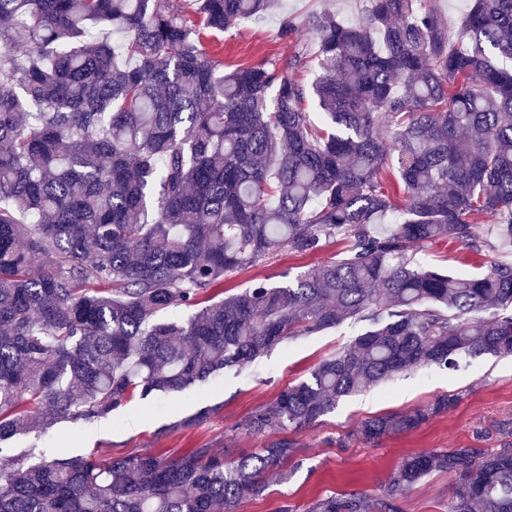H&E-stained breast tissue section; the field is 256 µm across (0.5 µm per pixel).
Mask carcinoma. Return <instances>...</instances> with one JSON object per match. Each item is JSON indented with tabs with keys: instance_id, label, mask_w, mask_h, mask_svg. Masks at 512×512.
Wrapping results in <instances>:
<instances>
[{
	"instance_id": "carcinoma-1",
	"label": "carcinoma",
	"mask_w": 512,
	"mask_h": 512,
	"mask_svg": "<svg viewBox=\"0 0 512 512\" xmlns=\"http://www.w3.org/2000/svg\"><path fill=\"white\" fill-rule=\"evenodd\" d=\"M189 2L196 27L168 0H0V512H238L297 457L292 441L233 463L192 448L173 461L42 452L27 466L8 445L348 319L370 328L243 430L310 428L415 367L512 354V70L496 64L512 60V0H472L453 47L425 0H366L352 22L309 15L329 126L311 122L288 75L301 55L226 74L203 42L275 0ZM100 26L122 34L131 65ZM448 239L496 259L478 276L415 261ZM329 242L341 257L204 303L280 248ZM451 403L376 417L358 437ZM434 471L456 479L448 512H512L511 444L407 456L385 496H323L309 512H398Z\"/></svg>"
}]
</instances>
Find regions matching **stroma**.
I'll list each match as a JSON object with an SVG mask.
<instances>
[{
  "label": "stroma",
  "instance_id": "stroma-1",
  "mask_svg": "<svg viewBox=\"0 0 512 512\" xmlns=\"http://www.w3.org/2000/svg\"><path fill=\"white\" fill-rule=\"evenodd\" d=\"M363 8V0H277L265 14L210 36L206 47L228 70L285 59L297 52L310 55L318 41L302 28L308 15L328 11L350 21L359 18ZM287 20L299 24V32L283 35L282 24ZM341 250L336 243L314 254L281 249L265 265L227 274L208 297L220 300L248 288L257 278L280 284L286 275L337 258ZM416 259L426 266H445L468 275L483 273L491 262L490 256L472 255L454 242L418 252ZM365 328V323L348 320L311 336L286 340L248 367L222 375L207 390H191L160 401L136 398L112 417L90 426L62 422L41 438L17 437L15 453L27 464L35 458L34 448L51 451L60 444L73 455L96 450L115 456L152 452L169 459L208 447L223 451L226 461L237 460L270 441L269 436L241 430V423L257 407L272 403L283 388L305 379L320 360ZM445 394L455 396V403L417 428L373 442L356 437L366 420L405 414ZM203 408L210 411L205 422L185 425V418ZM134 419L140 422L135 429L129 426ZM508 419H512V357L486 355L465 360L454 371L435 366L415 369L343 399L317 426L284 430V438L298 449L297 462L267 474L264 493L244 502L240 512H279L285 505L292 512H307L318 497L354 491L380 497L405 456L465 447L497 450L508 441L502 431ZM454 487L451 475L431 473L398 499V512H448Z\"/></svg>",
  "mask_w": 512,
  "mask_h": 512
}]
</instances>
